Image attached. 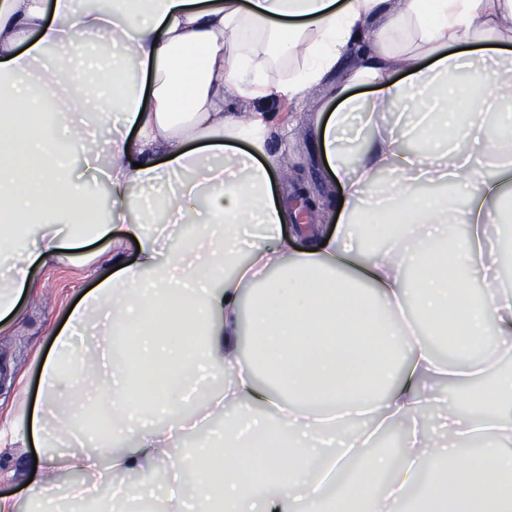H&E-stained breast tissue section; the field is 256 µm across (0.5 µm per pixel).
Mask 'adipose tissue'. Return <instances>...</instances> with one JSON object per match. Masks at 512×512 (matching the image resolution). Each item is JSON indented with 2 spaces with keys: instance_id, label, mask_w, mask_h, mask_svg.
Masks as SVG:
<instances>
[{
  "instance_id": "1",
  "label": "adipose tissue",
  "mask_w": 512,
  "mask_h": 512,
  "mask_svg": "<svg viewBox=\"0 0 512 512\" xmlns=\"http://www.w3.org/2000/svg\"><path fill=\"white\" fill-rule=\"evenodd\" d=\"M95 35L111 73L84 62ZM265 39L298 60L288 81L263 77ZM353 48L357 65L325 84ZM320 84L335 108L315 140L343 205L333 231L291 238L265 119L224 102ZM1 86L0 222L15 232L0 235V321L34 288L33 266L76 258L107 272L55 331L37 401L0 424V454L41 450L25 500L0 495V512H60L64 498L95 502L88 475L158 468L163 493L118 487L110 512H182L187 495L196 512H408L421 477L419 512H512V372L494 369L512 343V277L488 233L512 223V0H0ZM99 131L103 160L90 150ZM91 180L112 202L94 225ZM163 183L160 231L139 193ZM105 238L103 257L91 246ZM245 333L261 365L243 362ZM119 339L136 352L123 367ZM220 375L230 381L204 416L222 436L178 447L196 424L175 406ZM436 378L450 387L437 435L421 418ZM84 387L105 402L99 441L68 431L88 410ZM149 408L173 417L144 424ZM361 422L405 424L401 454H376ZM247 458L263 482L244 478ZM65 471L86 480L60 485Z\"/></svg>"
}]
</instances>
